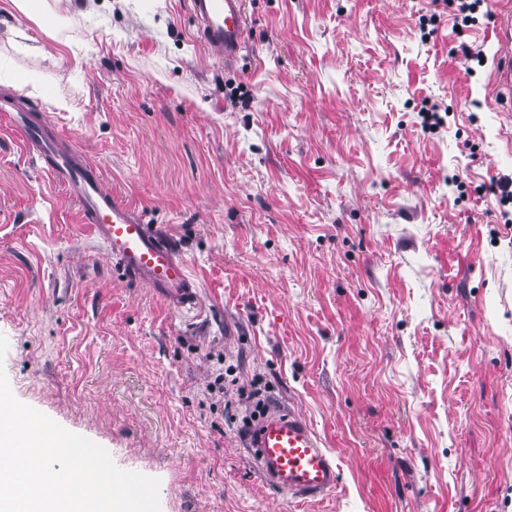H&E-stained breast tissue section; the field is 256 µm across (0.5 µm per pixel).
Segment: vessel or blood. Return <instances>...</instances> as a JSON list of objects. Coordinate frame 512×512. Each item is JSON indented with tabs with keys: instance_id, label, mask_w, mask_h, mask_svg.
I'll list each match as a JSON object with an SVG mask.
<instances>
[{
	"instance_id": "b4317fda",
	"label": "vessel or blood",
	"mask_w": 512,
	"mask_h": 512,
	"mask_svg": "<svg viewBox=\"0 0 512 512\" xmlns=\"http://www.w3.org/2000/svg\"><path fill=\"white\" fill-rule=\"evenodd\" d=\"M195 38L204 54L234 64L246 47L245 0H190ZM494 84L512 98V8L496 16ZM0 126L14 129L47 171L79 206L82 220L135 278L163 296L172 308L191 304L195 284L187 264L164 234L104 185L103 172L47 114L33 106L0 100ZM264 479L294 499L333 492L338 465L304 417L295 411L267 412L249 434Z\"/></svg>"
}]
</instances>
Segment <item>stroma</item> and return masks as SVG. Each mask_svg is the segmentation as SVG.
<instances>
[{
    "label": "stroma",
    "mask_w": 512,
    "mask_h": 512,
    "mask_svg": "<svg viewBox=\"0 0 512 512\" xmlns=\"http://www.w3.org/2000/svg\"><path fill=\"white\" fill-rule=\"evenodd\" d=\"M247 56L189 0H0V91L54 117L177 245L173 310L0 130V361L14 396L159 479L160 512H512V113L495 18L447 0H246ZM487 62L467 72L462 50ZM37 75L40 90L17 87ZM63 100L67 109L55 107ZM448 114L425 132V106ZM458 184H450L449 175ZM300 413L330 495L289 498L245 401Z\"/></svg>",
    "instance_id": "stroma-1"
}]
</instances>
